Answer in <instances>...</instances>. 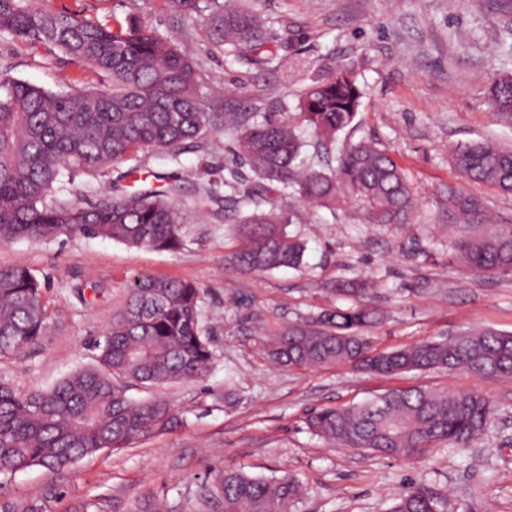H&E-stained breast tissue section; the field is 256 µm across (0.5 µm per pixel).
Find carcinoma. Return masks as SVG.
<instances>
[{
    "label": "carcinoma",
    "mask_w": 512,
    "mask_h": 512,
    "mask_svg": "<svg viewBox=\"0 0 512 512\" xmlns=\"http://www.w3.org/2000/svg\"><path fill=\"white\" fill-rule=\"evenodd\" d=\"M204 18L211 43L248 57L263 44L258 12L230 0H209ZM0 35L58 49L83 70L105 74L104 87L70 81L49 91L0 73V241L79 234L137 248L175 251L182 246L174 200L181 188L109 194L93 204L56 198L64 172H97L141 150L175 153L216 121L232 129L258 182L224 210L253 206L238 224L234 260L252 272L303 264L305 242L288 234L294 217L269 194L293 190L301 199L334 208L357 202L369 224H406L413 189L388 151L361 139L338 150L336 165L301 166L303 142L295 123L310 128L321 146L335 142L361 104L362 88L350 67H329L303 93L299 112L276 119L255 113L207 111L197 95V62L173 40L137 18L90 19L51 0H0ZM489 104L512 122V76L496 79ZM449 163L461 177L512 193V148L478 140L452 148ZM448 210L464 224H484L479 199L448 187ZM460 268L512 278V228L453 244ZM43 286L24 265L0 268V356L36 343L47 320ZM199 289L190 282L132 277L123 309L93 343L94 362L51 387L22 393L0 382V476L32 467L64 470L85 456L121 450L151 433L171 429L170 403L134 399L132 388L203 376L212 351L199 327ZM381 320L364 304L324 313L318 320L266 334L269 358L295 367L348 365L385 376L427 370H464L476 377L512 379V333L484 329L451 340H429L376 350L365 331ZM498 412L482 394L421 387L393 389L348 407L322 408L310 431L341 447L398 459L423 458L441 445L463 449L481 436ZM299 480L226 470L196 486L185 505L165 512H288ZM61 497L57 487L15 512H45ZM389 512H439L437 500L416 484L392 497Z\"/></svg>",
    "instance_id": "carcinoma-1"
}]
</instances>
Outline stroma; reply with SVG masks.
I'll use <instances>...</instances> for the list:
<instances>
[{"label":"stroma","mask_w":512,"mask_h":512,"mask_svg":"<svg viewBox=\"0 0 512 512\" xmlns=\"http://www.w3.org/2000/svg\"><path fill=\"white\" fill-rule=\"evenodd\" d=\"M199 11L174 14L161 0H84L88 16H137L171 37L198 63V95L208 111L297 112L300 96L323 71L354 67L364 95L343 145L366 138L388 149L416 192L406 224H368L353 205L312 207L277 192L281 208L301 220L289 234L305 241L300 269L247 272L231 256L241 244L236 212L199 207L188 187L211 181L217 195H240L256 180L239 157L237 137L218 128L177 154L142 151L96 173L70 172L57 186L65 201L94 203L113 186L133 192L153 178L181 184L177 201L187 219L182 248H132L78 234L0 243V267L21 264L45 281L46 330L36 344L0 357V380L22 392L44 389L92 360L91 345L110 326L138 274L193 282L200 290L199 325L213 360L200 378L152 388L168 400L177 426L132 447L80 459L62 471L33 467L0 480V512L65 492L64 503L91 501L100 512H139L144 503L171 506L196 483L225 468L251 475H294L303 495L293 512H387L391 496L408 483L435 493L443 512H512V381L458 370L385 377L345 366L288 367L266 355L263 331L304 323L356 297L330 294L332 284L372 277L378 290L366 305L384 319L368 334L388 350L465 331L512 332V279L463 273L448 260L463 235L512 226V195L459 177L448 147L479 139L512 146V123L488 107L492 82L512 74V10L493 0H256L265 20L263 59L250 61L214 47ZM57 91L79 72L59 52L0 36V71ZM479 198L494 225L456 222L449 187ZM421 386L469 389L491 399L498 413L483 439L466 451L434 449L406 462L363 450L332 447L305 421L311 410L357 404L391 389ZM132 390L133 398L148 394Z\"/></svg>","instance_id":"1"}]
</instances>
